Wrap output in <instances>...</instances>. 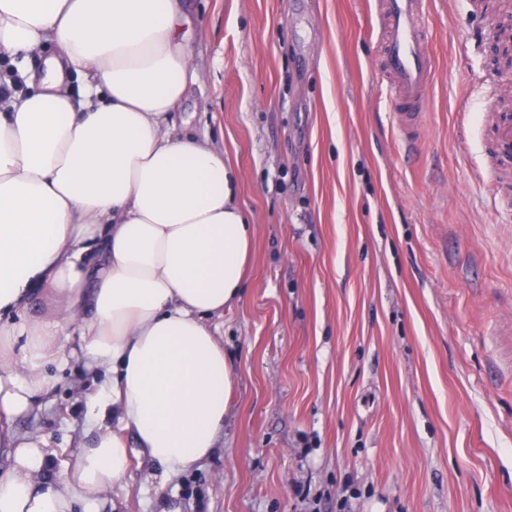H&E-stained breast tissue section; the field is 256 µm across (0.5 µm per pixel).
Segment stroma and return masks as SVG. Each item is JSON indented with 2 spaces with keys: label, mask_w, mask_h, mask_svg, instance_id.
Masks as SVG:
<instances>
[{
  "label": "stroma",
  "mask_w": 512,
  "mask_h": 512,
  "mask_svg": "<svg viewBox=\"0 0 512 512\" xmlns=\"http://www.w3.org/2000/svg\"><path fill=\"white\" fill-rule=\"evenodd\" d=\"M170 120L253 222L224 311L236 388L164 490L131 453L109 512H512V70L503 0H425L435 71L404 131L383 0H184ZM82 377L20 418L75 449Z\"/></svg>",
  "instance_id": "1"
}]
</instances>
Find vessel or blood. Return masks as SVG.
Masks as SVG:
<instances>
[{
    "mask_svg": "<svg viewBox=\"0 0 512 512\" xmlns=\"http://www.w3.org/2000/svg\"><path fill=\"white\" fill-rule=\"evenodd\" d=\"M390 31L382 73L401 102L422 101L433 77L425 51L428 19L422 0H387Z\"/></svg>",
    "mask_w": 512,
    "mask_h": 512,
    "instance_id": "b4317fda",
    "label": "vessel or blood"
}]
</instances>
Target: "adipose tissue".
Wrapping results in <instances>:
<instances>
[{
    "label": "adipose tissue",
    "instance_id": "obj_1",
    "mask_svg": "<svg viewBox=\"0 0 512 512\" xmlns=\"http://www.w3.org/2000/svg\"><path fill=\"white\" fill-rule=\"evenodd\" d=\"M182 8L0 0V512H101L131 447L167 481L224 426L236 378L214 320L241 296L253 226L223 153L169 124L195 73ZM45 292L51 313L30 316ZM75 358L104 378L92 438L64 458L13 422Z\"/></svg>",
    "mask_w": 512,
    "mask_h": 512
}]
</instances>
